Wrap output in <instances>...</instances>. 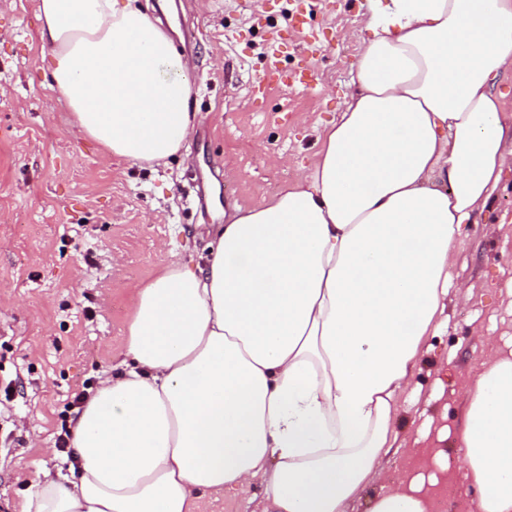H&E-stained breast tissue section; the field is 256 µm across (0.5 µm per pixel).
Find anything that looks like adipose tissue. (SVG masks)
<instances>
[{
  "label": "adipose tissue",
  "mask_w": 512,
  "mask_h": 512,
  "mask_svg": "<svg viewBox=\"0 0 512 512\" xmlns=\"http://www.w3.org/2000/svg\"><path fill=\"white\" fill-rule=\"evenodd\" d=\"M355 91L295 183L230 205L204 266L132 289L122 369L78 408V468L19 512H345L403 442L394 410L445 326L448 266L512 156V0H367ZM49 87L107 154L153 165L195 115L188 64L137 0H39ZM480 512H512V356L461 397ZM398 481L369 512H429ZM265 504V481L256 477L243 492L228 493L211 500L206 512H261Z\"/></svg>",
  "instance_id": "ef3b65f1"
}]
</instances>
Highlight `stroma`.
Returning a JSON list of instances; mask_svg holds the SVG:
<instances>
[{"label": "stroma", "mask_w": 512, "mask_h": 512, "mask_svg": "<svg viewBox=\"0 0 512 512\" xmlns=\"http://www.w3.org/2000/svg\"><path fill=\"white\" fill-rule=\"evenodd\" d=\"M189 67L195 127L181 151L142 167L77 134L49 88L38 0H0V512H18L38 475L67 473L56 438L74 392H94L124 358L129 290L170 256L199 262L224 205H259L308 167L322 127L354 90L365 0H148ZM287 85L267 83L269 65ZM448 326L429 337L394 422L406 447L385 472L437 496L446 512L477 493L465 477L457 393L512 351V157L455 246ZM265 481L207 512H262Z\"/></svg>", "instance_id": "35a3bbf8"}]
</instances>
